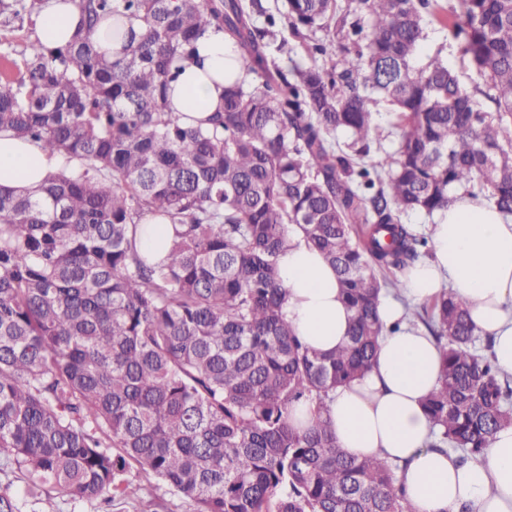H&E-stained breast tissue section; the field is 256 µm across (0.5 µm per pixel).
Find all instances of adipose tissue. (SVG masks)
<instances>
[{"label": "adipose tissue", "mask_w": 512, "mask_h": 512, "mask_svg": "<svg viewBox=\"0 0 512 512\" xmlns=\"http://www.w3.org/2000/svg\"><path fill=\"white\" fill-rule=\"evenodd\" d=\"M75 0H48L36 20V37L47 48L66 44L78 31ZM236 49L223 33L201 40L199 58L185 61L169 88L172 111L206 124L223 105L224 84L245 79ZM65 163L40 143L0 132V187L37 189ZM433 255L410 268L406 294L417 301L452 290L471 319L492 337L499 366L512 373V221L469 196L457 194L430 227ZM288 288L287 320L311 348L329 352L348 336L351 312L335 270L300 236L278 259ZM380 312L389 330L371 371L337 388L327 416L341 448L359 458L405 462L399 478L415 512H456L470 503L474 512H512V426L500 429L481 463L461 466L454 456L426 448L431 424L423 408L437 385L440 352L425 332L402 324L403 310L382 298Z\"/></svg>", "instance_id": "1"}]
</instances>
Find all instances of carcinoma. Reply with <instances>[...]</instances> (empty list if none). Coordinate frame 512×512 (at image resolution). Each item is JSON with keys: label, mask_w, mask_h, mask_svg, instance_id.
Instances as JSON below:
<instances>
[{"label": "carcinoma", "mask_w": 512, "mask_h": 512, "mask_svg": "<svg viewBox=\"0 0 512 512\" xmlns=\"http://www.w3.org/2000/svg\"><path fill=\"white\" fill-rule=\"evenodd\" d=\"M40 2L0 0V16ZM75 2L72 41L34 42L0 79V131L77 161L35 190L0 189V512L136 497L133 463L193 512H413L398 465L340 447L327 400L372 367L380 299L402 285L389 273L431 253L404 214L432 217L462 191L512 219V0H286L309 59L289 69L274 61L294 51L275 18L257 26L242 0ZM106 21L115 59L93 39ZM434 21L473 88L437 54L418 61ZM210 28L262 84L224 85L210 126H188L168 83ZM382 106L399 134L380 160ZM148 215L172 230L161 260L139 250ZM292 233L334 268L352 312L332 352L283 314ZM412 316L441 351L427 447L479 462L512 424V377L491 340L474 350L452 293ZM305 404L315 418L299 428Z\"/></svg>", "instance_id": "1"}]
</instances>
